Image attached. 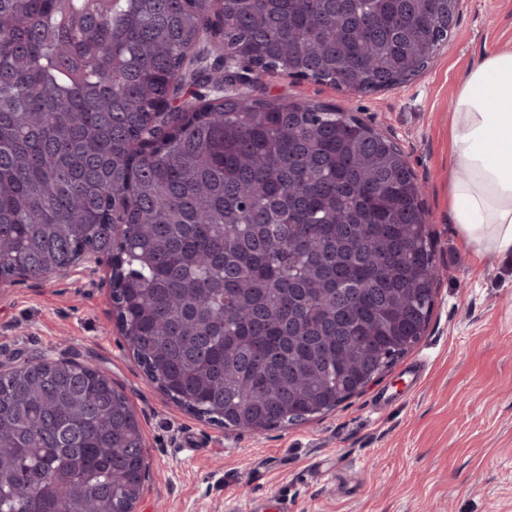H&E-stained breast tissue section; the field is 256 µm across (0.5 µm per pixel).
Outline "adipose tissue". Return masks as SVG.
<instances>
[{
	"label": "adipose tissue",
	"instance_id": "obj_1",
	"mask_svg": "<svg viewBox=\"0 0 512 512\" xmlns=\"http://www.w3.org/2000/svg\"><path fill=\"white\" fill-rule=\"evenodd\" d=\"M451 216L480 257L512 254V49L486 52L451 112Z\"/></svg>",
	"mask_w": 512,
	"mask_h": 512
}]
</instances>
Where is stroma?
Masks as SVG:
<instances>
[{"label":"stroma","mask_w":512,"mask_h":512,"mask_svg":"<svg viewBox=\"0 0 512 512\" xmlns=\"http://www.w3.org/2000/svg\"><path fill=\"white\" fill-rule=\"evenodd\" d=\"M498 47L512 48V0H463L428 68L399 87L350 93L277 74L242 87L357 117L402 150L423 187L441 272L431 320L360 395L261 433L209 424L148 381L112 315L106 270L0 282V365L66 356L111 377L157 476L135 512H245L277 497L294 512H512V255L477 257L459 239L448 199L452 101L469 68ZM418 364L413 387L405 371ZM388 387L402 398L383 408Z\"/></svg>","instance_id":"stroma-1"}]
</instances>
